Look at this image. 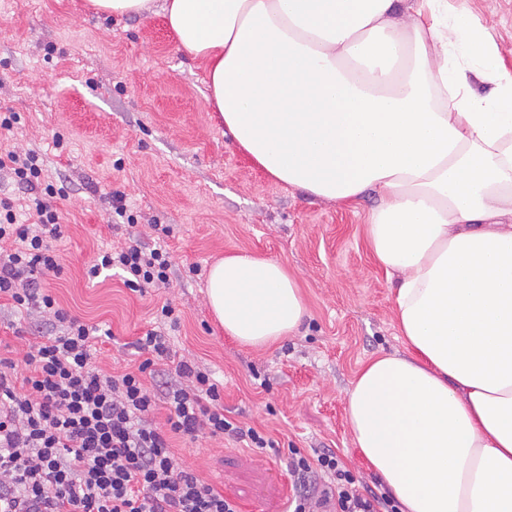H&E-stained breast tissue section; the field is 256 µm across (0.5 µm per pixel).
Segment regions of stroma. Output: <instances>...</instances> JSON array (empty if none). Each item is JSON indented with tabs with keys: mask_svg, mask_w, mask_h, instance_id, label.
<instances>
[{
	"mask_svg": "<svg viewBox=\"0 0 512 512\" xmlns=\"http://www.w3.org/2000/svg\"><path fill=\"white\" fill-rule=\"evenodd\" d=\"M473 20L512 70V0H468ZM203 65L171 39L161 13L112 16L90 0H0V113L17 115L8 145L39 150L63 183L62 272L46 285L71 315L112 332L100 366L136 370L135 342L156 328L155 311L181 315L169 340L175 359L212 371L224 414L263 433L260 454L230 436L175 435L171 452L240 512H287L290 449H333L347 469L384 493L356 448L347 396L361 364L404 347L394 295L366 238V195L357 209L269 179L234 145L207 102ZM123 197L136 224L109 220ZM170 227L168 285L138 294L117 271L86 269L100 251L153 245ZM230 253L283 262L309 317L298 335L268 347L225 336L205 296L209 266Z\"/></svg>",
	"mask_w": 512,
	"mask_h": 512,
	"instance_id": "1",
	"label": "stroma"
}]
</instances>
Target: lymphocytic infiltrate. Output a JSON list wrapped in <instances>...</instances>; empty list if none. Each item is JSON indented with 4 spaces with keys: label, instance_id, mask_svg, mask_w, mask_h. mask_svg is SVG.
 Returning <instances> with one entry per match:
<instances>
[{
    "label": "lymphocytic infiltrate",
    "instance_id": "f902f5d3",
    "mask_svg": "<svg viewBox=\"0 0 512 512\" xmlns=\"http://www.w3.org/2000/svg\"><path fill=\"white\" fill-rule=\"evenodd\" d=\"M21 202L0 198V299L22 316L48 318L18 357L0 355V512H239L170 452V437L228 434L265 451L271 442L255 428L224 416L218 383L181 360L177 383L158 380L159 362L171 359L162 332L150 330L136 347L137 369L120 375L97 363V326L61 308L45 284L61 271L54 243L62 236L57 190L46 181L38 151L0 152ZM120 269L134 292L168 284L163 242L103 251L89 268ZM152 375L145 385L144 375ZM166 405L165 423L154 411ZM291 512H399L394 498L365 487L335 451L291 449Z\"/></svg>",
    "mask_w": 512,
    "mask_h": 512
}]
</instances>
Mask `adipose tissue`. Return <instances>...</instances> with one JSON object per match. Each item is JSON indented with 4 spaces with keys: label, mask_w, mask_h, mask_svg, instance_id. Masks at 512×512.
Masks as SVG:
<instances>
[{
    "label": "adipose tissue",
    "mask_w": 512,
    "mask_h": 512,
    "mask_svg": "<svg viewBox=\"0 0 512 512\" xmlns=\"http://www.w3.org/2000/svg\"><path fill=\"white\" fill-rule=\"evenodd\" d=\"M164 0L207 100L274 182L357 207L405 351L363 363L355 444L401 512H512V71L448 0ZM492 86L481 95L472 79ZM207 297L266 347L308 317L285 264L228 254Z\"/></svg>",
    "instance_id": "1"
}]
</instances>
